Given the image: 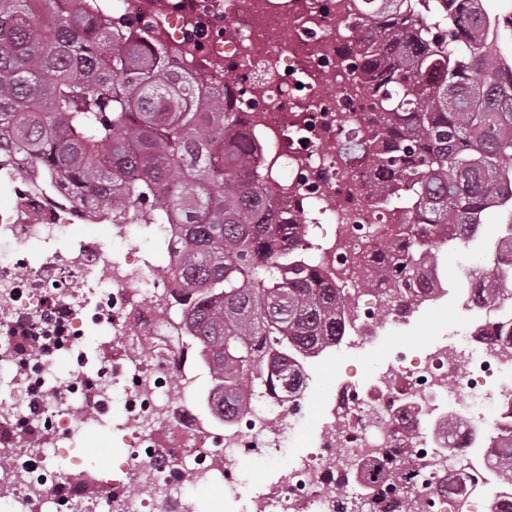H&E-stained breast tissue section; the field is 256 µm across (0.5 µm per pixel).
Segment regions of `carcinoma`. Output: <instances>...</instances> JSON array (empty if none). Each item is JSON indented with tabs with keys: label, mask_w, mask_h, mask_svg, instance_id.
Returning a JSON list of instances; mask_svg holds the SVG:
<instances>
[{
	"label": "carcinoma",
	"mask_w": 512,
	"mask_h": 512,
	"mask_svg": "<svg viewBox=\"0 0 512 512\" xmlns=\"http://www.w3.org/2000/svg\"><path fill=\"white\" fill-rule=\"evenodd\" d=\"M369 64L385 80L372 92L366 131L340 144L352 169L369 167V192L401 193L422 223L370 264L393 282L380 318L399 297L398 273L425 256L466 245L467 229L505 200L512 166V87L481 43L479 0L448 16L445 38L420 17L395 27L412 0H367ZM122 25L60 0H0V148L43 167L72 198L99 212L134 195L141 229L181 225L173 278L195 289L181 303L187 338L211 365L215 413L242 408L236 392L297 390V355L332 347L348 298L298 252L302 225L277 210L251 175L246 137L232 128L224 91L199 101L203 80L170 64L172 53L119 33ZM490 301L512 294L494 270Z\"/></svg>",
	"instance_id": "1"
}]
</instances>
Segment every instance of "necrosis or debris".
<instances>
[{"mask_svg":"<svg viewBox=\"0 0 512 512\" xmlns=\"http://www.w3.org/2000/svg\"><path fill=\"white\" fill-rule=\"evenodd\" d=\"M113 20L148 26V36L174 49L185 72L207 73L227 89L238 130L256 142L252 169L293 209L319 227L306 255L322 272L351 282L386 240L404 241L413 213L384 206L366 189L367 174L347 169L338 145L352 123H366V98L377 71H350L364 44L359 0H82ZM341 87L340 96L327 94ZM0 501L12 512H196L186 485L218 486L244 512H512V484L495 459L498 439L512 436V297L482 300L484 279L465 275L459 288L424 290L409 278L391 311L402 327L418 312L416 294L439 304L455 294L469 314L461 336L426 352L397 350L370 383L347 379L323 408L308 449L286 447V418L300 420L305 393L253 394L231 422L202 399L209 371L184 338L171 294L150 254L118 250L74 234L79 224L110 225L125 237L140 218L137 200L95 214L35 171L0 165ZM79 287H69V280ZM387 283L353 293L338 358L352 360L380 337L377 313ZM96 332L94 354L80 349ZM74 355L60 377L55 360ZM178 402H171V395ZM120 411H113V403ZM92 425L121 436L128 452L112 474H87L61 495L48 485L49 464ZM273 467L259 490L242 492L240 463ZM379 462L389 478L363 475Z\"/></svg>","mask_w":512,"mask_h":512,"instance_id":"1","label":"necrosis or debris"}]
</instances>
